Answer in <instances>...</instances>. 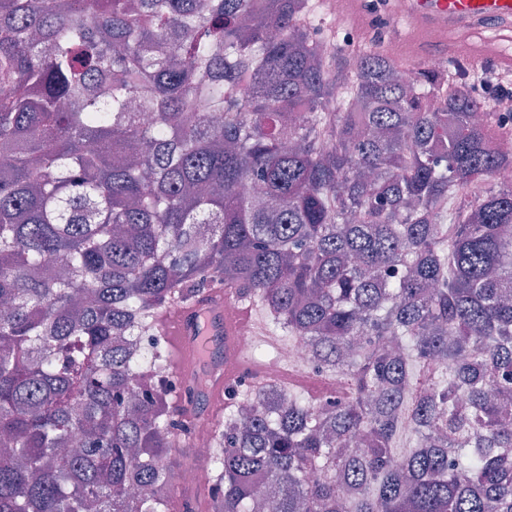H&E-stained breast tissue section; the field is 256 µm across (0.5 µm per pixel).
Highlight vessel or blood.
<instances>
[{
    "mask_svg": "<svg viewBox=\"0 0 512 512\" xmlns=\"http://www.w3.org/2000/svg\"><path fill=\"white\" fill-rule=\"evenodd\" d=\"M404 21L408 31L399 40L401 59L426 60L434 56L464 57L472 67L492 63L512 72V49L495 42L472 45L460 40L461 32L485 23L512 30V0H406ZM253 308L216 287L191 304H175L157 319L171 352L176 378L200 386L205 412H187L196 422L215 419L224 411L231 390L245 376L246 363L234 362L233 345L239 324L252 321Z\"/></svg>",
    "mask_w": 512,
    "mask_h": 512,
    "instance_id": "1",
    "label": "vessel or blood"
}]
</instances>
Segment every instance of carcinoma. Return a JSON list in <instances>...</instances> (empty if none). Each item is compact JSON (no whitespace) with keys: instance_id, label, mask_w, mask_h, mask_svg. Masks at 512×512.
Wrapping results in <instances>:
<instances>
[{"instance_id":"obj_1","label":"carcinoma","mask_w":512,"mask_h":512,"mask_svg":"<svg viewBox=\"0 0 512 512\" xmlns=\"http://www.w3.org/2000/svg\"><path fill=\"white\" fill-rule=\"evenodd\" d=\"M400 67L317 0H0V512H170L215 282L345 392H231L211 512H512V113Z\"/></svg>"}]
</instances>
